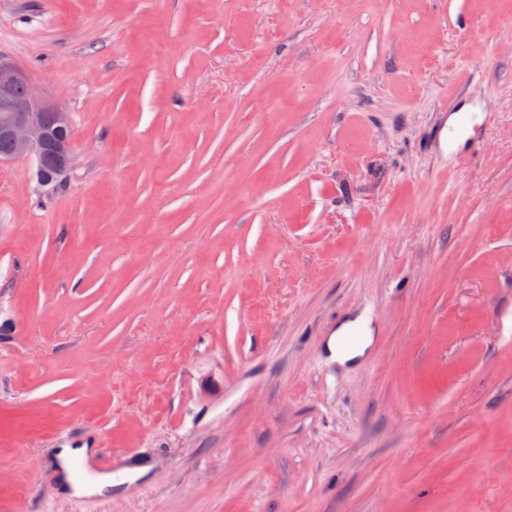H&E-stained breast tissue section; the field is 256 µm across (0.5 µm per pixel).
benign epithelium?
I'll return each instance as SVG.
<instances>
[{
	"instance_id": "7a95c632",
	"label": "benign epithelium",
	"mask_w": 512,
	"mask_h": 512,
	"mask_svg": "<svg viewBox=\"0 0 512 512\" xmlns=\"http://www.w3.org/2000/svg\"><path fill=\"white\" fill-rule=\"evenodd\" d=\"M22 85L23 97L12 100V90ZM0 99L8 102L0 114V138L10 142L11 151L0 154V161L20 155L34 156V178L47 194L57 191L66 182L74 163L70 136V113L38 97L22 70L0 56ZM56 113L52 124L44 113Z\"/></svg>"
}]
</instances>
